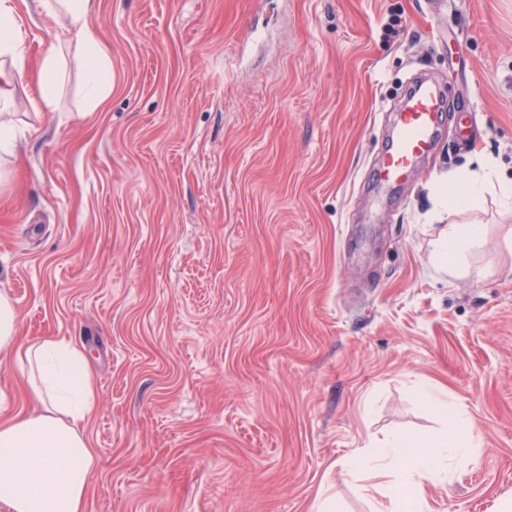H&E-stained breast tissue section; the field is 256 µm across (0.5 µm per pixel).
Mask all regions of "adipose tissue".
<instances>
[{
    "mask_svg": "<svg viewBox=\"0 0 512 512\" xmlns=\"http://www.w3.org/2000/svg\"><path fill=\"white\" fill-rule=\"evenodd\" d=\"M49 15H63L75 30V40L46 47L37 67L32 106L55 109V92L63 80L68 56L84 64L88 109L98 108L112 90L108 52L88 24L95 0H40ZM14 0H0V77L23 72L28 66L25 39L17 21ZM494 191L503 207H512V181L500 176L494 159L449 177L436 185L438 211L455 215L484 211L487 191ZM485 239L483 224L449 225L434 244L438 263L457 259ZM10 296L0 290V366L12 355H25L27 381L39 401L38 409L0 423V512H85L93 448L79 424L97 398L96 378L80 344L68 339L25 341ZM417 399L443 422L440 435L423 438L402 432L370 444L348 463L349 471L366 472L363 490L369 498H385L373 512H424L422 491L449 481L454 464L471 458L477 433L458 405L436 390L422 387Z\"/></svg>",
    "mask_w": 512,
    "mask_h": 512,
    "instance_id": "1",
    "label": "adipose tissue"
}]
</instances>
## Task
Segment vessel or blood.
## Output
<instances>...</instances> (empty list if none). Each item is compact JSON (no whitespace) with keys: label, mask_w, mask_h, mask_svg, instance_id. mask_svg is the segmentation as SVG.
Instances as JSON below:
<instances>
[{"label":"vessel or blood","mask_w":512,"mask_h":512,"mask_svg":"<svg viewBox=\"0 0 512 512\" xmlns=\"http://www.w3.org/2000/svg\"><path fill=\"white\" fill-rule=\"evenodd\" d=\"M446 104V91L436 81L416 79L404 95L382 152L374 188L388 192L404 183L436 143Z\"/></svg>","instance_id":"vessel-or-blood-1"}]
</instances>
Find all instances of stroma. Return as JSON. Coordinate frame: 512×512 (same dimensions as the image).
Here are the masks:
<instances>
[{
    "mask_svg": "<svg viewBox=\"0 0 512 512\" xmlns=\"http://www.w3.org/2000/svg\"><path fill=\"white\" fill-rule=\"evenodd\" d=\"M27 51L73 32L39 0ZM397 32H389V23ZM112 92L58 108L9 88L16 160L0 178V290L22 336L84 346L96 406L86 512H370L342 466L442 426L446 390L481 439L429 512L512 498V212L484 247L430 262L431 193L495 159L512 179V0H97ZM426 71L449 90L436 151L371 190L388 108ZM0 369V420L37 409Z\"/></svg>",
    "mask_w": 512,
    "mask_h": 512,
    "instance_id": "obj_1",
    "label": "stroma"
}]
</instances>
